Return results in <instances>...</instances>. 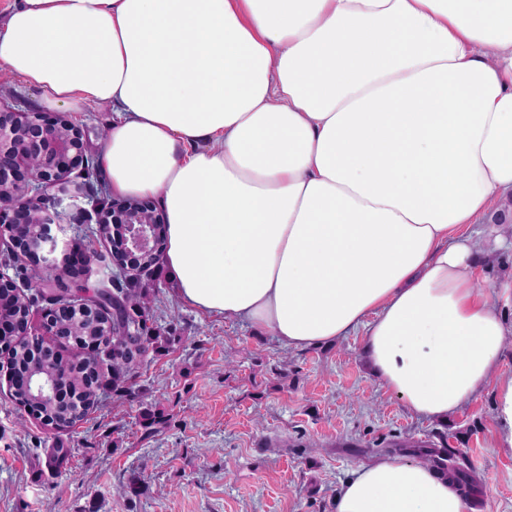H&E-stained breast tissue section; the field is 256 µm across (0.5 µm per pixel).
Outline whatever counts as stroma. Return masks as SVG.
Segmentation results:
<instances>
[{
  "label": "stroma",
  "instance_id": "obj_1",
  "mask_svg": "<svg viewBox=\"0 0 512 512\" xmlns=\"http://www.w3.org/2000/svg\"><path fill=\"white\" fill-rule=\"evenodd\" d=\"M153 279L152 322L174 344L74 427L28 417L0 368V512H332L349 470L410 445L454 457L474 512H512V458L489 446L492 390L421 419L378 385L362 335L287 351L184 306L164 267ZM149 409L164 415L150 431ZM58 447L71 454L49 468ZM133 474L137 496L119 490Z\"/></svg>",
  "mask_w": 512,
  "mask_h": 512
}]
</instances>
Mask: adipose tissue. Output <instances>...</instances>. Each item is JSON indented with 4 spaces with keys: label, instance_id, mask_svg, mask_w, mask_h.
<instances>
[{
    "label": "adipose tissue",
    "instance_id": "adipose-tissue-1",
    "mask_svg": "<svg viewBox=\"0 0 512 512\" xmlns=\"http://www.w3.org/2000/svg\"><path fill=\"white\" fill-rule=\"evenodd\" d=\"M0 71L112 111L97 168L156 198L178 299L304 350L357 333L381 386L443 420L497 374L508 291L475 221L512 193V0H11ZM333 512H470L402 456L348 472Z\"/></svg>",
    "mask_w": 512,
    "mask_h": 512
}]
</instances>
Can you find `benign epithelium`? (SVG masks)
I'll return each mask as SVG.
<instances>
[{"instance_id": "7a95c632", "label": "benign epithelium", "mask_w": 512, "mask_h": 512, "mask_svg": "<svg viewBox=\"0 0 512 512\" xmlns=\"http://www.w3.org/2000/svg\"><path fill=\"white\" fill-rule=\"evenodd\" d=\"M90 169L83 130L66 115L47 117L0 105V196L13 202L0 204V241L6 239L13 255L35 263L63 279L93 264L83 250L57 258V237L52 228L67 224L78 232L112 238V276L144 272L148 260L162 247V213L148 199L125 198L110 203L91 195L78 181ZM121 225L110 231V225ZM30 228L27 238L19 228ZM10 298L0 294V335L30 336L32 323L17 326L5 318ZM57 307L45 309L37 335H55Z\"/></svg>"}]
</instances>
